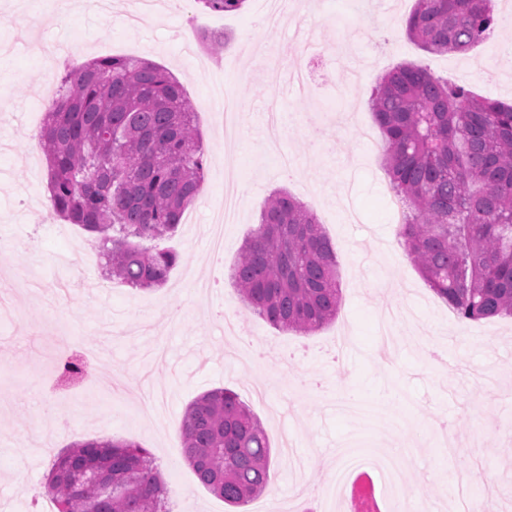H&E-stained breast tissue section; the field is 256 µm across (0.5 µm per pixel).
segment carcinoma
<instances>
[{"instance_id": "carcinoma-1", "label": "carcinoma", "mask_w": 512, "mask_h": 512, "mask_svg": "<svg viewBox=\"0 0 512 512\" xmlns=\"http://www.w3.org/2000/svg\"><path fill=\"white\" fill-rule=\"evenodd\" d=\"M228 12L246 0H195ZM492 0H416L405 22L426 52L463 53L494 34ZM390 183L406 204L407 258L463 320L512 316V104L402 63L371 95ZM40 147L54 212L99 235L108 275L131 288L166 283L165 246L204 188L207 151L184 85L139 57L94 58L59 82ZM242 306L283 331L336 318L335 250L315 215L285 190L268 196L231 270ZM74 356L60 373L82 378ZM183 455L199 483L241 507L269 483V436L230 389L208 390L182 416ZM96 469L113 491L84 481ZM58 512H171L149 451L132 439L76 441L52 465Z\"/></svg>"}]
</instances>
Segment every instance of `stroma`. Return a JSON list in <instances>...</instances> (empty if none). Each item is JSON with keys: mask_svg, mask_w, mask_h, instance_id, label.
<instances>
[{"mask_svg": "<svg viewBox=\"0 0 512 512\" xmlns=\"http://www.w3.org/2000/svg\"><path fill=\"white\" fill-rule=\"evenodd\" d=\"M101 13L72 0L58 12L43 0L33 23L15 18L30 0H0V239L17 250L0 256V299L13 319L0 320V512H56L44 488L57 455L74 440L127 438L152 453L163 481L176 490L172 512H230L203 488L183 457L179 423L186 405L216 387L235 391L271 439L270 482L239 512L286 502L288 512H328L323 494L330 469L299 468L297 458L333 454L347 440L369 441L403 461L401 482L419 488L431 512H448L452 485L465 474L486 497L488 512H512V318L465 321L442 302L404 254L396 252L394 203L385 196L386 172L364 155L360 135L377 132L370 109L381 77L403 62L466 85L475 94L512 103V0H493L500 30L468 53H428L398 31L396 46L370 54L382 42L376 17L404 23L415 0H375L376 12L357 15L353 0H317L315 9L290 11L275 29L261 26L262 0L236 12L215 13L195 0H158L153 15L132 24L138 0H109ZM329 49L308 59L306 32ZM224 35L221 52L204 49L201 33ZM272 50L285 62L306 64L311 82L298 96L261 64ZM108 56H138L162 65L184 85L210 154L204 190L169 239L180 259L164 287L136 290L102 272L73 280L58 264L77 249H96L97 238L64 223L41 206L48 166L36 138L48 107L41 88L65 69ZM233 82H225V75ZM224 83L241 106L224 128L208 103ZM282 116L279 149L292 170L271 165L265 147L268 105ZM234 147L242 164L243 206L212 259L201 227L224 195L222 157ZM286 189L310 208L336 250L341 303L334 321L309 333L274 328L233 309L244 338L263 344L265 356L236 358L224 343L219 310L237 292L230 271L259 221L266 198ZM30 271L38 288L19 291L15 277ZM178 304L177 320L166 319ZM412 312L409 340L392 360L375 354L376 313ZM92 347L102 367L93 381L61 380L57 341ZM350 377L366 413L339 412L344 393L337 375ZM265 399H258L255 387ZM165 391L164 432L130 427L143 390ZM74 425L57 431L51 447L36 426L45 406ZM455 433L483 431V458L471 449L448 454L429 444L427 426L438 414ZM337 512H391L372 472L356 474Z\"/></svg>", "mask_w": 512, "mask_h": 512, "instance_id": "stroma-1", "label": "stroma"}]
</instances>
